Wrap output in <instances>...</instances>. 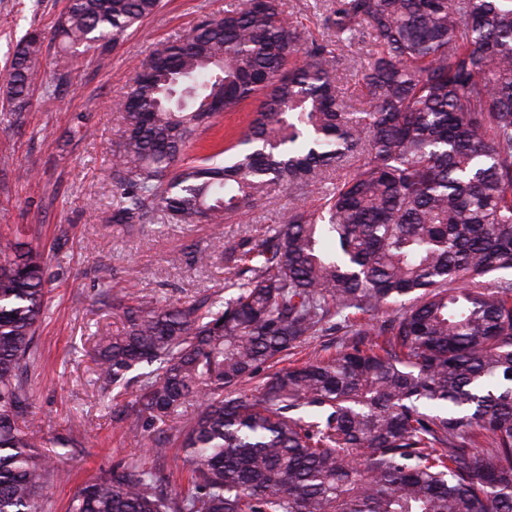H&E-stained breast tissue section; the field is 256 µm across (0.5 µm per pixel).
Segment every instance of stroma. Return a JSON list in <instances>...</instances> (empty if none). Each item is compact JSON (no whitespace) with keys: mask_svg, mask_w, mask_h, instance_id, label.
<instances>
[{"mask_svg":"<svg viewBox=\"0 0 512 512\" xmlns=\"http://www.w3.org/2000/svg\"><path fill=\"white\" fill-rule=\"evenodd\" d=\"M229 0H162L159 12L129 30L123 45L96 61L51 44L44 55L48 75L66 74L61 97L34 100L21 125L0 118V237L23 230L43 251L56 274L38 331L35 369L23 380L41 435L62 442L68 478L48 489L46 512H65L75 488L113 464L140 458L147 438L129 432L124 412L135 395L113 390L103 398L90 351L96 336L120 335L125 320L99 302L104 282L169 302L223 294L226 242L257 236L287 210V193L274 191L224 224H146L129 231L108 223L112 207L110 160L123 130L115 100L129 89L139 61L158 44L185 35L202 16L219 15ZM67 0H0V81L17 40L27 29L51 31ZM257 107L248 100L223 112L200 132L188 154L199 157L236 146ZM84 115L87 135L66 147L58 139ZM30 170L16 178L17 168ZM210 256L196 262L198 251Z\"/></svg>","mask_w":512,"mask_h":512,"instance_id":"obj_1","label":"stroma"}]
</instances>
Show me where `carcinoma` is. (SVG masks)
Wrapping results in <instances>:
<instances>
[{
	"label": "carcinoma",
	"mask_w": 512,
	"mask_h": 512,
	"mask_svg": "<svg viewBox=\"0 0 512 512\" xmlns=\"http://www.w3.org/2000/svg\"><path fill=\"white\" fill-rule=\"evenodd\" d=\"M338 46L366 40L365 106L344 111L345 56L304 42L281 0H237L156 49L114 104L108 221L221 224L279 186L288 212L224 249L227 295L184 304L107 287L120 336H99L105 396L142 370L128 430L176 428L179 469L114 465L67 512H512V0H321ZM160 0H68L54 38L102 57ZM45 36L17 42L5 76L21 122L44 78ZM257 98L228 161L185 160L201 128ZM309 207V186L353 159ZM53 274L0 243V512H40L60 456L45 449L19 371L33 366ZM406 298L408 305L396 304ZM331 328L350 343L240 385Z\"/></svg>",
	"instance_id": "1"
}]
</instances>
